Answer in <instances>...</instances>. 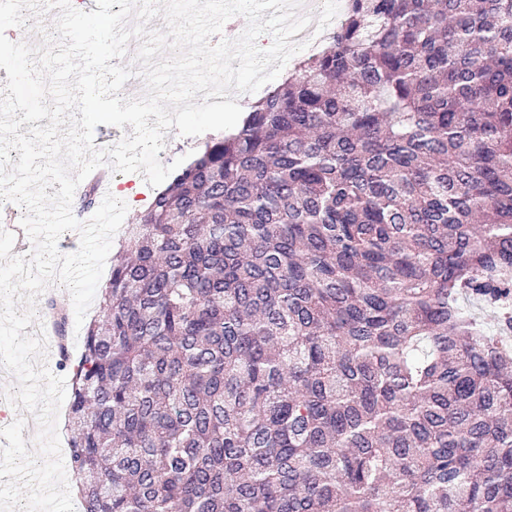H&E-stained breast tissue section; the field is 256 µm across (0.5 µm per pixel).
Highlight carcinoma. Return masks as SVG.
I'll return each mask as SVG.
<instances>
[{
	"label": "carcinoma",
	"mask_w": 512,
	"mask_h": 512,
	"mask_svg": "<svg viewBox=\"0 0 512 512\" xmlns=\"http://www.w3.org/2000/svg\"><path fill=\"white\" fill-rule=\"evenodd\" d=\"M328 40L48 298L82 512H512V0ZM107 167L109 170H112L109 165ZM116 176H119V177L116 178ZM143 177L134 178L131 175H129L128 173H115L112 170L113 193L115 194L117 192L119 183H125L128 180H129L128 182L134 183V182H132V180H130V179H134L137 182L133 186V188L136 187L138 192L135 194L136 198H133V200L136 202H141V207H139V206L133 207L132 202L129 201V203L127 205L128 210H127L126 216L124 218V221L122 223L123 230L121 231V233L115 234V236L113 238L112 247H111V250L106 259L103 275L98 284L94 300H93L91 306L89 307V309L85 315L84 321L78 331H76V328H75V314H74L72 299H71L70 293L68 292L69 299H70V301H69V303H70V305H69L70 330H69L68 336H71L70 350L72 351L74 356H76L78 354V352L82 346V340H83L85 326L89 323V321L91 319L95 318L98 315L99 292H100V289L105 285V283L109 277L110 271L112 269V257L115 256V254L118 250V244H117L118 240L124 235L125 231H127V229L129 227H131V224H136L137 217L139 216L140 212H142L148 206L153 193L156 192L157 189H159L165 183V181H164L162 184H160L157 187H150L144 182ZM119 178H122V180L117 181V179H119ZM143 191L145 192V194L148 197V199L144 200V201L139 200L140 199L139 193L143 192Z\"/></svg>",
	"instance_id": "cac0c4a2"
}]
</instances>
